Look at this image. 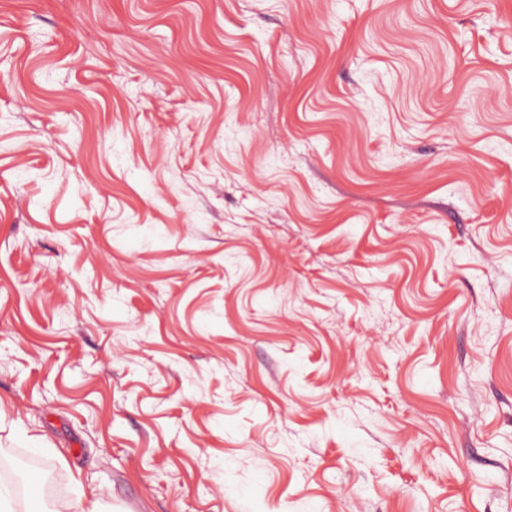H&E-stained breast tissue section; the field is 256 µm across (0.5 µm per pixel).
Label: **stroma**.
<instances>
[{
  "instance_id": "obj_1",
  "label": "stroma",
  "mask_w": 512,
  "mask_h": 512,
  "mask_svg": "<svg viewBox=\"0 0 512 512\" xmlns=\"http://www.w3.org/2000/svg\"><path fill=\"white\" fill-rule=\"evenodd\" d=\"M18 451L15 512H512V0H0Z\"/></svg>"
}]
</instances>
